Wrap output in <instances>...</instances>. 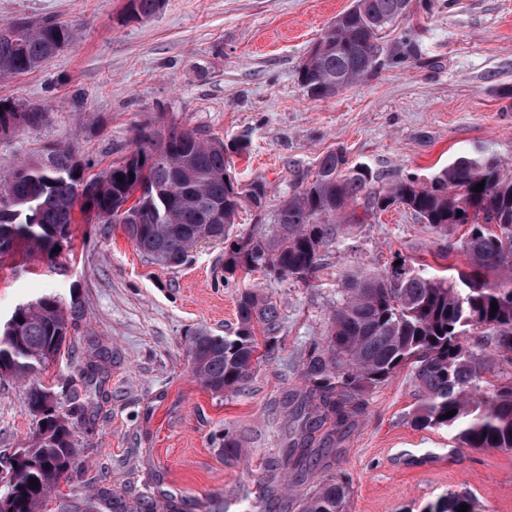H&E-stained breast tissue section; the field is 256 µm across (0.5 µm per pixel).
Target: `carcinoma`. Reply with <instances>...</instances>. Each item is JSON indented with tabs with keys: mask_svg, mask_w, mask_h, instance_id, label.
<instances>
[{
	"mask_svg": "<svg viewBox=\"0 0 512 512\" xmlns=\"http://www.w3.org/2000/svg\"><path fill=\"white\" fill-rule=\"evenodd\" d=\"M358 7L338 16L302 62L298 79L306 92L324 99L372 73L384 51L383 31L402 17L404 0H356ZM165 0H128L127 10L148 19ZM75 37L74 25L52 19L0 23V77L36 70L54 59ZM12 129L35 128L46 121L37 105H5L0 120ZM229 146L197 129L148 124L137 130L132 153L100 175L87 179V165L65 145L48 146L8 174H0V255L24 243L50 253L56 233H67L78 213L106 224H121L137 248L155 263L177 267L200 238L224 240V271H273L308 283L322 267V252L353 235L364 223L352 215L336 218L350 206L364 213L395 204L411 210L429 228L445 233L465 225L459 249L467 269L447 275L407 260L384 271L359 269L341 279L336 309L323 345L301 360L304 398L294 408L303 433L302 449L292 448L286 464L303 470L315 433L327 440L364 407V396L409 366L419 389L411 422L446 429L460 447L512 450V384L482 388V366L467 344L477 334L490 341L498 360L512 366V174L491 148L456 157L424 185L408 177L383 189L378 175L351 163L339 148L325 154L311 175H297L294 193L277 213V230L245 238L232 234L243 201L259 206L267 197L261 179L243 188L228 171ZM122 180H117V177ZM485 182L481 191L476 184ZM462 215H457V212ZM497 302V312L491 303ZM84 314L79 297L64 303L55 295L17 306L12 323L0 329V370L29 381L25 400L36 420L33 443L18 461L17 482L0 494V512H41L48 492L75 460L68 415L47 406L36 374L69 351L68 337ZM234 334L217 336L204 327L190 333L191 371L215 396L245 388L259 362L256 327L266 333L267 352L280 327L273 302L245 291L237 302ZM84 390L72 391V413H82L102 386L98 365L81 369ZM456 410L451 417L443 414ZM36 487H30L31 480ZM349 480L330 476L304 493L299 512H345ZM468 497L450 494L427 512H458Z\"/></svg>",
	"mask_w": 512,
	"mask_h": 512,
	"instance_id": "1",
	"label": "carcinoma"
}]
</instances>
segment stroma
<instances>
[{"instance_id": "1", "label": "stroma", "mask_w": 512, "mask_h": 512, "mask_svg": "<svg viewBox=\"0 0 512 512\" xmlns=\"http://www.w3.org/2000/svg\"><path fill=\"white\" fill-rule=\"evenodd\" d=\"M352 0H166L149 20L127 0H0V22L52 17L77 38L25 75L0 79V100L42 104L47 121L0 136V172L49 143L70 146L100 173L135 147L138 128L159 121L195 128L228 144L241 185L266 181L263 209L243 207L234 226L246 236L276 228L296 175L344 148L391 185L426 183L451 159L493 146L512 168V0H413L388 28L384 48L402 40L403 61L382 58L362 81L334 97L311 98L298 70L313 44ZM463 227L432 232L401 206L371 214L356 237L325 250L317 280L272 273H224V245L199 243L181 266L152 262L119 224L76 223L53 254L0 255V321L46 294H78L84 316L75 356L99 345L112 352L100 396L73 416L76 459L45 512H112L108 487L137 512L172 502L191 512H248L245 492L266 484L298 512V497L332 475L351 482L348 512H422L451 493L470 495L476 512H512V451L457 447L445 430L411 422L418 389L409 369L365 398L364 410L314 446L302 482L273 481L269 465L300 440L293 401L305 391L299 363L325 340L338 281L348 270L405 258L439 266ZM254 288L280 314L279 346L244 391L217 397L193 376L186 340L197 327L225 336L237 301ZM26 383L0 375V461L32 442ZM242 448L224 453L225 429Z\"/></svg>"}]
</instances>
